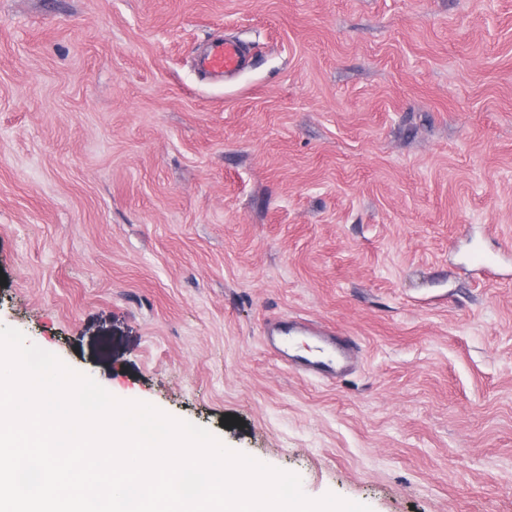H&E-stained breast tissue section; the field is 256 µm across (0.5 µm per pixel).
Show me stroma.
<instances>
[{
    "label": "stroma",
    "mask_w": 512,
    "mask_h": 512,
    "mask_svg": "<svg viewBox=\"0 0 512 512\" xmlns=\"http://www.w3.org/2000/svg\"><path fill=\"white\" fill-rule=\"evenodd\" d=\"M0 325L309 498L512 512V0H0ZM247 64L242 44L233 39L211 41L205 52L197 59V68L211 75H232ZM295 324L298 325L299 327L293 326L292 324L288 323V321H278L277 323L274 324V326H279L277 330L278 342H276L275 339L272 337L271 341H269V345L275 353H282L286 356L292 357L287 353V351L283 347L286 344V342L293 338L295 335L301 333H309L314 336H322L320 333L313 331L309 327L299 325L297 323ZM326 346L331 349V353L325 359L312 361L302 356L299 357L300 364L304 367L305 372L324 375L335 371L337 362L336 344H326Z\"/></svg>",
    "instance_id": "stroma-1"
}]
</instances>
